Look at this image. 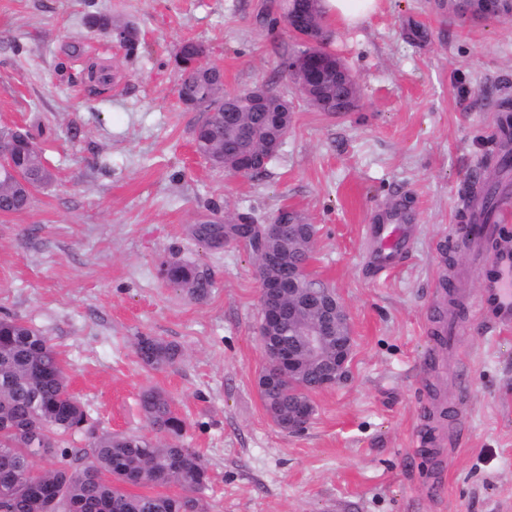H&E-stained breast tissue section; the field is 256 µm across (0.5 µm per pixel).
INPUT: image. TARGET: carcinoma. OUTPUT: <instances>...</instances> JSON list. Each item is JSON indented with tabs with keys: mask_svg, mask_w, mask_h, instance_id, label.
Masks as SVG:
<instances>
[{
	"mask_svg": "<svg viewBox=\"0 0 512 512\" xmlns=\"http://www.w3.org/2000/svg\"><path fill=\"white\" fill-rule=\"evenodd\" d=\"M181 102L208 98L210 114L195 125V151L209 159L224 150L226 125L224 74L216 66H198L182 73L178 87ZM23 182L0 194V208L23 211L34 189L52 180L42 156L12 157ZM512 173V141L502 142L497 170L487 178L485 195L478 199L489 218L502 202L498 186ZM193 236L211 249L224 247V225L200 224ZM166 279L196 299L208 296L210 274L198 264L164 265ZM140 361L151 368L172 365L181 348L154 336L136 343ZM316 374L292 375L289 380L266 385L261 397L273 419L297 408L301 391L312 387ZM149 425L159 433L179 438L184 422L161 392L147 390L140 398ZM86 432V448H67L68 438ZM38 459L52 462L50 469L34 473ZM19 475L13 497L0 500V512H206L202 490L210 475L201 456L176 444H160L137 435L97 434L88 427V415L70 393L64 361L37 327L18 319H0V468ZM174 484L177 496L163 493L129 494L123 486L164 487Z\"/></svg>",
	"mask_w": 512,
	"mask_h": 512,
	"instance_id": "carcinoma-1",
	"label": "carcinoma"
}]
</instances>
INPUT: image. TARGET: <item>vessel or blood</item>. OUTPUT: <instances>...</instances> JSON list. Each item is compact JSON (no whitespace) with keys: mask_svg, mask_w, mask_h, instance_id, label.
I'll return each instance as SVG.
<instances>
[{"mask_svg":"<svg viewBox=\"0 0 512 512\" xmlns=\"http://www.w3.org/2000/svg\"><path fill=\"white\" fill-rule=\"evenodd\" d=\"M500 224L479 215H467L465 226L455 228L459 244L474 251V272L481 281L479 293L467 299L472 315H485L496 331L512 329V242L500 241ZM376 262L390 269L408 247L407 228L401 216L382 214L371 228ZM430 331L442 347H454L460 325L442 304H434Z\"/></svg>","mask_w":512,"mask_h":512,"instance_id":"1","label":"vessel or blood"}]
</instances>
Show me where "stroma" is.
<instances>
[{
	"mask_svg": "<svg viewBox=\"0 0 512 512\" xmlns=\"http://www.w3.org/2000/svg\"><path fill=\"white\" fill-rule=\"evenodd\" d=\"M283 0H0V130L28 133L52 171L22 213L0 215V317L33 324L67 363L96 433L155 438L139 399L167 395L211 481L208 512H512V332L468 318L454 360L437 366L428 330L435 291L469 263L451 240L476 174L498 151L499 105L512 99V15H450L448 0H382L371 20L334 31L357 78L349 112L297 100L280 63L300 50ZM105 13L132 23L127 53L89 29ZM428 29L427 42L407 36ZM187 40L224 72V88L261 83L294 103V122L259 177L199 157L204 114L178 99ZM112 85L90 94L91 66ZM298 210L318 236L311 270L348 309L354 352L314 416L287 433L258 389L256 261L244 244L214 250L195 225ZM406 211L415 233L399 266L376 275L370 224ZM209 269L191 298L169 261ZM155 336L183 351L152 369L135 349ZM448 430L445 462L415 445Z\"/></svg>",
	"mask_w": 512,
	"mask_h": 512,
	"instance_id": "obj_1",
	"label": "stroma"
}]
</instances>
